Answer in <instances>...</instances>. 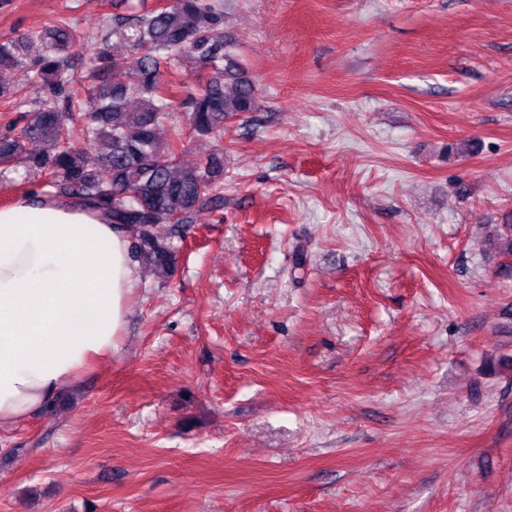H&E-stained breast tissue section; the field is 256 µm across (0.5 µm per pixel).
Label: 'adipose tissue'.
<instances>
[{
  "mask_svg": "<svg viewBox=\"0 0 512 512\" xmlns=\"http://www.w3.org/2000/svg\"><path fill=\"white\" fill-rule=\"evenodd\" d=\"M136 234L61 197L0 208V429L54 407L119 351Z\"/></svg>",
  "mask_w": 512,
  "mask_h": 512,
  "instance_id": "adipose-tissue-1",
  "label": "adipose tissue"
}]
</instances>
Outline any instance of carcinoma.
Returning <instances> with one entry per match:
<instances>
[{"instance_id": "carcinoma-1", "label": "carcinoma", "mask_w": 512, "mask_h": 512, "mask_svg": "<svg viewBox=\"0 0 512 512\" xmlns=\"http://www.w3.org/2000/svg\"><path fill=\"white\" fill-rule=\"evenodd\" d=\"M112 8V31L95 52L97 81L84 91L72 87L74 79L64 68L78 42L69 26L54 23L33 39L0 40V68L18 65L32 40L40 43L32 86L49 90L29 112L20 135L0 137V166L25 158L30 142L48 144L51 153L31 163L46 171L55 195L91 203L114 224L139 225L133 257L165 278L173 249L160 227L190 223L208 205L223 201L224 153L177 172V142L162 141L158 129L178 106L195 134L221 137L226 121L259 108L260 94L224 35V0H174L147 11L144 0H112ZM112 35L125 56L112 68L123 67L125 77L111 81L106 71ZM170 62L209 69L205 85L173 91L162 73ZM76 123L85 125L93 149L69 142Z\"/></svg>"}]
</instances>
